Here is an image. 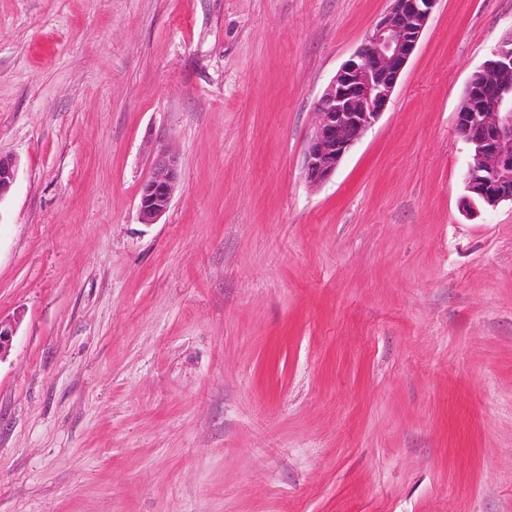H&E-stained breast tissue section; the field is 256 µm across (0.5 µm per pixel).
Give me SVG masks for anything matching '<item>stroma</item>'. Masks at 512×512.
Instances as JSON below:
<instances>
[{"label":"stroma","instance_id":"obj_1","mask_svg":"<svg viewBox=\"0 0 512 512\" xmlns=\"http://www.w3.org/2000/svg\"><path fill=\"white\" fill-rule=\"evenodd\" d=\"M389 7L0 0V512H512V204L462 211L456 132L512 0H438L304 178ZM389 11L336 72L315 104L304 146V177L327 183L344 156L387 109L438 0H389ZM179 182V161L167 150H159L150 175L143 182L138 200L141 223L154 224L169 209Z\"/></svg>","mask_w":512,"mask_h":512}]
</instances>
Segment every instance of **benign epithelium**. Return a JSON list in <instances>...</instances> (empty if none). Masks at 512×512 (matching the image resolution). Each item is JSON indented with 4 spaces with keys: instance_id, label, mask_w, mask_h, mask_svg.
<instances>
[{
    "instance_id": "obj_1",
    "label": "benign epithelium",
    "mask_w": 512,
    "mask_h": 512,
    "mask_svg": "<svg viewBox=\"0 0 512 512\" xmlns=\"http://www.w3.org/2000/svg\"><path fill=\"white\" fill-rule=\"evenodd\" d=\"M389 11L367 33L359 49L336 72L315 104L313 130L304 146V177L313 187L327 183L344 156L387 109L391 96L439 0H390ZM512 39L504 40L469 77L457 112V131L472 153L463 209L512 203ZM16 160L0 153V201L10 191ZM179 182L176 155L160 150L138 200L143 224H154L169 209ZM16 327L0 320V359Z\"/></svg>"
}]
</instances>
